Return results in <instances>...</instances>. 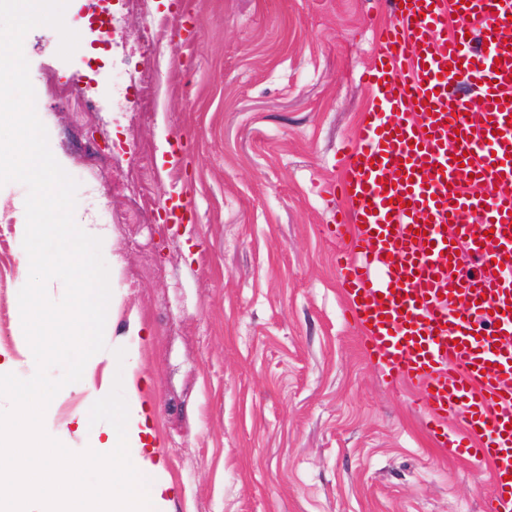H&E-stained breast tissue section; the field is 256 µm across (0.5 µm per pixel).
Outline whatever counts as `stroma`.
I'll return each instance as SVG.
<instances>
[{"label":"stroma","mask_w":512,"mask_h":512,"mask_svg":"<svg viewBox=\"0 0 512 512\" xmlns=\"http://www.w3.org/2000/svg\"><path fill=\"white\" fill-rule=\"evenodd\" d=\"M113 20L105 40L90 23ZM383 0H69L71 60L23 52L76 207L120 258L109 317L145 412L165 512H489L491 472L444 458L344 316L331 187L369 108ZM77 88L59 102L53 84ZM97 98L99 112L85 109ZM146 165L149 185L128 178ZM148 218L127 221L142 189ZM187 197L183 223L168 199ZM23 247L0 222V353L18 358ZM65 386L45 431L88 445Z\"/></svg>","instance_id":"1"}]
</instances>
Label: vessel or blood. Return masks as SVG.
Segmentation results:
<instances>
[{
  "mask_svg": "<svg viewBox=\"0 0 512 512\" xmlns=\"http://www.w3.org/2000/svg\"><path fill=\"white\" fill-rule=\"evenodd\" d=\"M388 2L337 267L364 353L417 387L445 456L493 464L492 512H512V0Z\"/></svg>",
  "mask_w": 512,
  "mask_h": 512,
  "instance_id": "vessel-or-blood-1",
  "label": "vessel or blood"
}]
</instances>
